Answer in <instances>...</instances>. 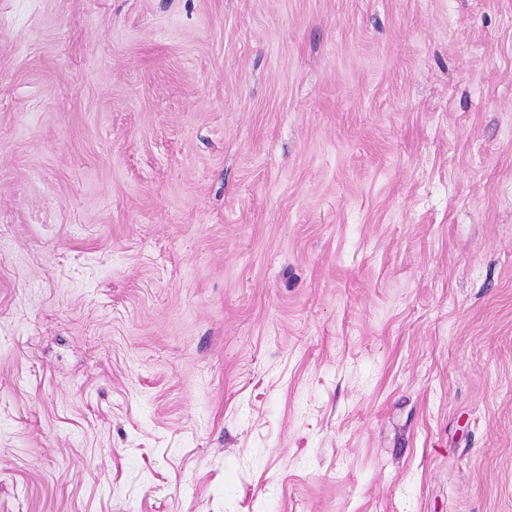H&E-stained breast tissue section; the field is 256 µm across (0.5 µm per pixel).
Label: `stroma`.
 Wrapping results in <instances>:
<instances>
[{
    "label": "stroma",
    "instance_id": "1",
    "mask_svg": "<svg viewBox=\"0 0 512 512\" xmlns=\"http://www.w3.org/2000/svg\"><path fill=\"white\" fill-rule=\"evenodd\" d=\"M0 512H512V0H0Z\"/></svg>",
    "mask_w": 512,
    "mask_h": 512
}]
</instances>
